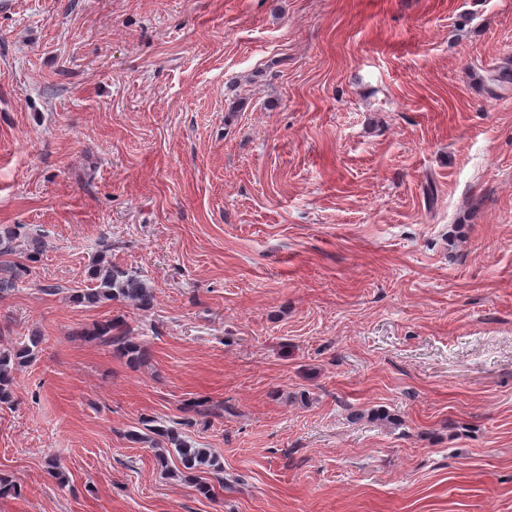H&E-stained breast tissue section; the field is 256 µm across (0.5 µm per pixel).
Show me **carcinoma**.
I'll return each instance as SVG.
<instances>
[{
	"label": "carcinoma",
	"mask_w": 512,
	"mask_h": 512,
	"mask_svg": "<svg viewBox=\"0 0 512 512\" xmlns=\"http://www.w3.org/2000/svg\"><path fill=\"white\" fill-rule=\"evenodd\" d=\"M91 278L94 286L80 294V298L89 304L115 300L129 302L140 310H148L152 306L153 288L146 280L136 274L118 269L101 257L93 265ZM96 336L101 343L112 347L113 351L121 355H127L133 360L144 356L141 346L134 343L129 332L118 324L103 325ZM41 342L42 337L34 335L29 337V342L16 349L0 351V402L8 400L11 396L13 367L30 361L38 351ZM167 439L175 446L186 469L197 470L218 465V461L209 449L193 448L172 432L167 434Z\"/></svg>",
	"instance_id": "obj_1"
}]
</instances>
